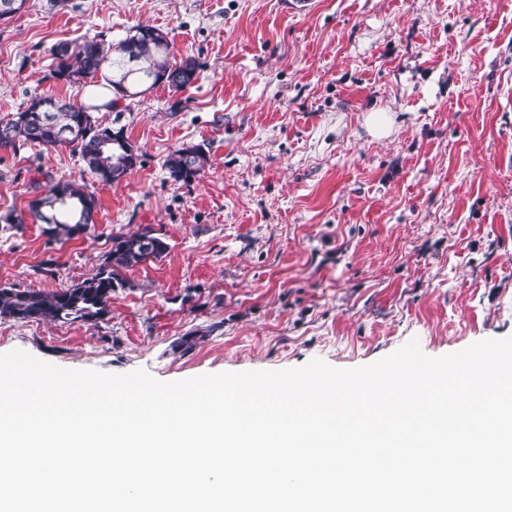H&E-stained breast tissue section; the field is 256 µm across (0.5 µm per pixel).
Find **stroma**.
I'll return each instance as SVG.
<instances>
[{
	"label": "stroma",
	"instance_id": "1",
	"mask_svg": "<svg viewBox=\"0 0 512 512\" xmlns=\"http://www.w3.org/2000/svg\"><path fill=\"white\" fill-rule=\"evenodd\" d=\"M142 24L195 83L96 110L139 154L115 183L68 147L0 151V288L70 287L145 227L168 249L122 272L100 319L0 318V354L169 382L512 336V0H27L0 21V119L87 102L50 78L53 49ZM188 144L211 165L186 184L165 161ZM69 180L97 212L57 242L31 205Z\"/></svg>",
	"mask_w": 512,
	"mask_h": 512
}]
</instances>
